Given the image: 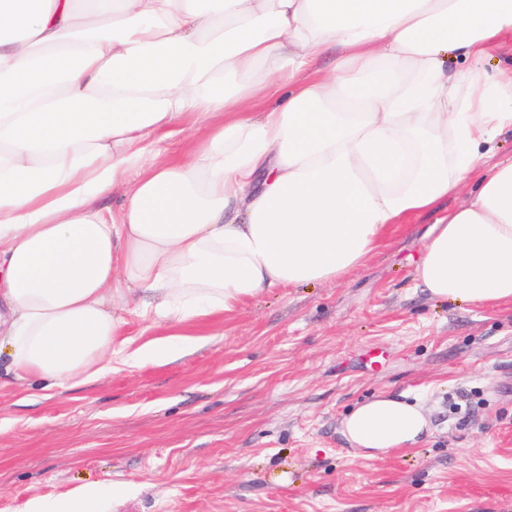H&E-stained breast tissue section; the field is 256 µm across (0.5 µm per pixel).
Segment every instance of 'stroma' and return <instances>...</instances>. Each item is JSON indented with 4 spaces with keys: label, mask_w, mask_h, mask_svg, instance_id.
<instances>
[{
    "label": "stroma",
    "mask_w": 512,
    "mask_h": 512,
    "mask_svg": "<svg viewBox=\"0 0 512 512\" xmlns=\"http://www.w3.org/2000/svg\"><path fill=\"white\" fill-rule=\"evenodd\" d=\"M434 221L393 225L339 280L193 326L166 364L45 391L1 355L0 512L110 483L124 492L96 512H512V304L428 296ZM383 391L419 397L430 434L366 458L341 421Z\"/></svg>",
    "instance_id": "obj_1"
}]
</instances>
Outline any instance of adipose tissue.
<instances>
[{"label":"adipose tissue","mask_w":512,"mask_h":512,"mask_svg":"<svg viewBox=\"0 0 512 512\" xmlns=\"http://www.w3.org/2000/svg\"><path fill=\"white\" fill-rule=\"evenodd\" d=\"M509 35L512 0H0V351L15 380L65 389L167 362L195 343L182 326L338 280L412 214L436 217L416 265L431 297L512 303V160L477 168L512 131V75L485 68ZM177 125L208 133L172 159L158 144ZM129 307L175 334L133 344ZM341 432L380 458L429 420L379 394ZM106 493L24 512H92Z\"/></svg>","instance_id":"adipose-tissue-1"}]
</instances>
